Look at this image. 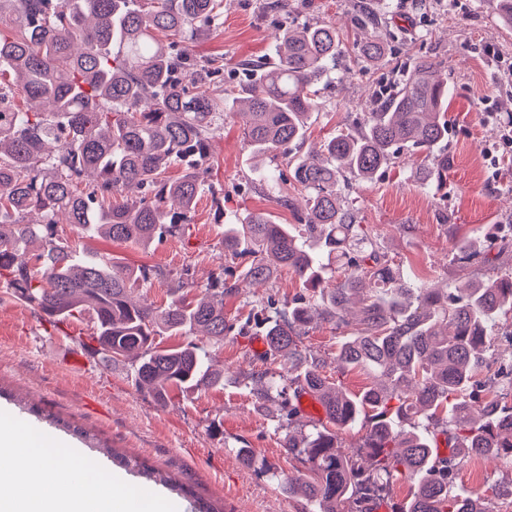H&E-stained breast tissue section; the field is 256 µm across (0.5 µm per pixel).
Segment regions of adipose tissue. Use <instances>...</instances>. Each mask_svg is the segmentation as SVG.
Here are the masks:
<instances>
[{"instance_id":"obj_1","label":"adipose tissue","mask_w":512,"mask_h":512,"mask_svg":"<svg viewBox=\"0 0 512 512\" xmlns=\"http://www.w3.org/2000/svg\"><path fill=\"white\" fill-rule=\"evenodd\" d=\"M0 512H143V502L80 449L17 425L0 428Z\"/></svg>"}]
</instances>
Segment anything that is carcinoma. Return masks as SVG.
Returning <instances> with one entry per match:
<instances>
[{
    "label": "carcinoma",
    "instance_id": "cac0c4a2",
    "mask_svg": "<svg viewBox=\"0 0 512 512\" xmlns=\"http://www.w3.org/2000/svg\"><path fill=\"white\" fill-rule=\"evenodd\" d=\"M8 2L11 29H0V277L18 299L57 320L92 311L96 353L114 363L138 357L135 384L160 405L174 388L223 384L224 372L213 368L207 349L192 342L159 349L155 338L200 331L218 343L238 334L224 318V292L236 287L231 267L211 276L202 297L180 295L157 308L133 293L163 277L160 269L78 254L56 242V228L71 224L87 236L145 249L185 233L208 173L210 142L224 112H235L246 118L251 156L285 162L289 173L278 171V179L304 192L302 236L264 213L224 225V255L240 261L244 279L267 282L286 269L302 285L290 310L268 298L246 320L265 326L266 354L297 371L255 376L256 402L279 399L291 418L297 414L287 397L291 388L296 397L315 395L324 412L306 434L288 435L286 448L305 467L288 476V493L304 485L317 512H372L400 478L413 483V492L391 512H491L492 500L512 498V482L491 487L489 498L452 491L460 458L494 456L512 464V404L493 399L478 416L472 408L484 392L476 374L488 329L512 311V273L429 287L411 268L385 258L341 197L344 175L369 181L405 150L432 160L416 168L421 184H447L448 156L440 147L448 135L450 88L442 62H415L377 94L379 108L360 125L337 130L321 150L300 157L321 107L319 86L338 71L335 24L283 20L269 58L253 65L249 87L239 90L188 77L204 65L183 43L219 20L223 0ZM385 49L380 36L369 35L358 57L377 63ZM16 86L32 110L16 107ZM173 165L183 167L175 180L167 177ZM116 195L123 201L111 202ZM33 212L38 222H25ZM37 240L39 276L27 258ZM339 269L343 277L325 287V275ZM353 304L356 331L339 342L337 366L379 379L359 395L328 381L300 345L301 330L315 319L350 326ZM359 421L367 427L364 443L346 452L336 430ZM438 426L456 431L452 453L442 457L432 447ZM123 465L174 486L137 460Z\"/></svg>",
    "mask_w": 512,
    "mask_h": 512
}]
</instances>
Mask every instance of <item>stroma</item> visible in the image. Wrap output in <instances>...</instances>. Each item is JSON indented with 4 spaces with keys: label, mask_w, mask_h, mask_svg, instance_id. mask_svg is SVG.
<instances>
[{
    "label": "stroma",
    "mask_w": 512,
    "mask_h": 512,
    "mask_svg": "<svg viewBox=\"0 0 512 512\" xmlns=\"http://www.w3.org/2000/svg\"><path fill=\"white\" fill-rule=\"evenodd\" d=\"M285 2L282 12L268 7L267 0H224L216 24L189 41L190 55L213 69V82L241 84L247 79L243 64L268 57L281 18L335 23L343 62L351 70L322 91L323 107L307 131L309 149L320 147L336 127L362 122L375 92L415 60L442 61L451 88L443 143L447 185L420 184L404 155L373 181L349 179L342 198L377 235L382 253L410 266L428 285L453 288L512 272V28L499 23L487 0ZM363 5L377 16V33L388 45L387 57L378 64L354 61L364 33L350 18ZM211 153L188 236H167L145 249L80 236L62 224L58 242L120 263L155 265L174 274L186 269L195 285H205L226 263L225 224L247 212L269 214L281 224L296 221L285 191L256 172L239 117L225 114ZM473 238L487 243L492 263L458 260L460 246ZM301 290L286 270L262 285L242 283L225 295L224 314L242 322L252 301L270 296L289 306ZM93 331L92 313L48 320L0 279V424L22 421L83 448L99 444L145 461L178 482L169 495L182 500L184 512H194L198 498L222 512H311L302 493L283 489L288 475L301 468L285 446V435L310 430V417L301 414L287 422L280 401L257 405L252 391L253 373L269 367L287 372V360L266 361L247 336L225 337L210 349L214 364L224 371L223 385L188 393L174 389L161 405L137 390L135 359L114 366L93 354ZM341 336L331 325L313 324L300 341L320 358L325 376L358 394L372 379L359 369L337 370ZM510 361L512 313L493 326L477 372L490 381L491 396L506 404L512 403V393L495 380L499 367ZM243 448L253 451V464L243 463ZM511 481L512 465L503 460L464 458L455 489L487 496L492 485ZM184 486L191 496H182Z\"/></svg>",
    "instance_id": "1"
}]
</instances>
